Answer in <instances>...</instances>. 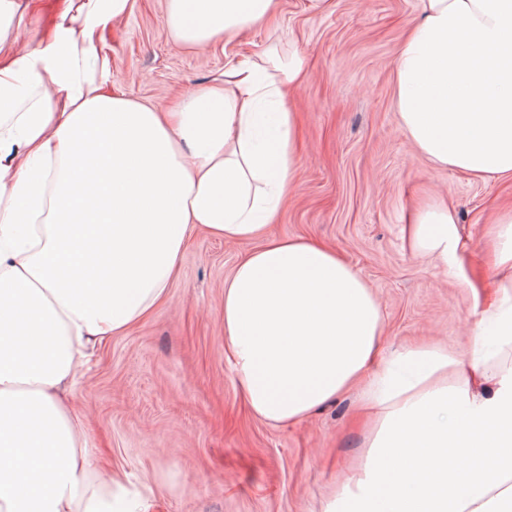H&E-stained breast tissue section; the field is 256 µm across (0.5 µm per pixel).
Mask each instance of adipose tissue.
Returning <instances> with one entry per match:
<instances>
[{
	"label": "adipose tissue",
	"mask_w": 512,
	"mask_h": 512,
	"mask_svg": "<svg viewBox=\"0 0 512 512\" xmlns=\"http://www.w3.org/2000/svg\"><path fill=\"white\" fill-rule=\"evenodd\" d=\"M279 0H167L164 32L213 48ZM29 0H0V512H147L96 469L68 401L98 346L168 296L197 230L261 237L297 188L298 51L271 45L188 93L172 119L107 94L99 34L133 0H63L46 39L14 33ZM401 127L434 166L512 179V0H423L394 66ZM494 302L468 355L383 354L381 306L334 251L280 239L224 283V342L248 405L300 422L351 386L377 423L325 512H512V211L496 219ZM415 248L452 264L456 214L431 207Z\"/></svg>",
	"instance_id": "adipose-tissue-1"
}]
</instances>
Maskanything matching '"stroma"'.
Segmentation results:
<instances>
[{
  "label": "stroma",
  "mask_w": 512,
  "mask_h": 512,
  "mask_svg": "<svg viewBox=\"0 0 512 512\" xmlns=\"http://www.w3.org/2000/svg\"><path fill=\"white\" fill-rule=\"evenodd\" d=\"M166 0H136L106 31L111 89L160 112L254 45L291 43L306 58L298 189L268 229L336 249L376 293L385 353L423 344L466 354L476 303L489 300L487 221L512 206V181L433 167L405 136L393 101L400 44L421 0H281L279 14L224 48L188 50L163 32ZM452 203L462 245L454 269L410 246L408 227ZM249 244L206 234L178 259L169 300L103 345L73 397L91 422L97 467L124 474L148 512H322L364 453L356 392L307 420L272 426L249 411L224 348V281Z\"/></svg>",
  "instance_id": "obj_1"
}]
</instances>
